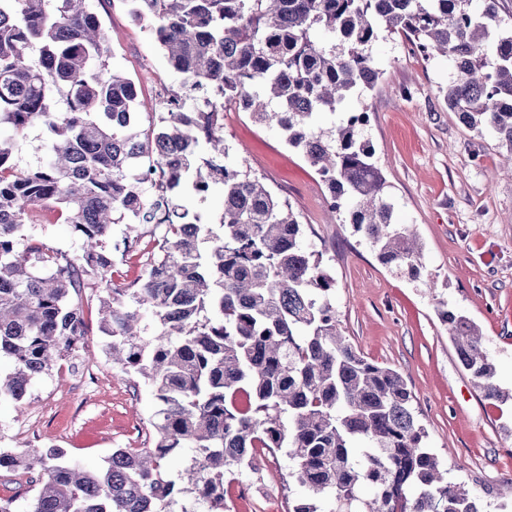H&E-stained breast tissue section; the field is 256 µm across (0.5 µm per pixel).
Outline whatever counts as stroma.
Returning <instances> with one entry per match:
<instances>
[{"instance_id": "1", "label": "stroma", "mask_w": 512, "mask_h": 512, "mask_svg": "<svg viewBox=\"0 0 512 512\" xmlns=\"http://www.w3.org/2000/svg\"><path fill=\"white\" fill-rule=\"evenodd\" d=\"M109 38L114 70L139 86L143 121L158 111V87L179 88L175 70L122 0H87ZM371 53L381 77L348 99L369 114L364 137L389 185L392 221L422 244L423 270L413 280L381 264L356 235L348 214L328 220L329 193L279 128L248 113L224 111L229 159L262 177L304 226L305 247L322 252L336 280V317L346 340L369 361L397 370L412 390L418 417L449 477L464 481L485 512L512 505V403L490 400L461 366L438 304L477 325L496 381L512 388V154L493 131H470L450 112L444 90L448 59L419 58L400 36L380 33ZM89 333L81 350L85 378L51 372L22 402L0 401V448H61L96 467L116 448H145L157 409L150 387L127 379L102 350L98 299L86 289ZM284 453H257L229 483L226 512H287L306 490L288 482Z\"/></svg>"}]
</instances>
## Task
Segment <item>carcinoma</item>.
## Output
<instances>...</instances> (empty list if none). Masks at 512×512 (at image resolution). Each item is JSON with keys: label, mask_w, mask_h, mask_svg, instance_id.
Returning a JSON list of instances; mask_svg holds the SVG:
<instances>
[{"label": "carcinoma", "mask_w": 512, "mask_h": 512, "mask_svg": "<svg viewBox=\"0 0 512 512\" xmlns=\"http://www.w3.org/2000/svg\"><path fill=\"white\" fill-rule=\"evenodd\" d=\"M183 74L168 96L211 100L198 112L166 108L144 127L135 81L109 69L101 20L86 0H0V399L21 402L86 336L82 292L101 288L103 352L147 383L158 409L150 448H115L91 470L61 448L0 451V476L22 470L30 512H188L193 497L224 512L232 467L257 449L286 451L289 477L308 489L288 512H481L448 477L403 377L360 356L338 330L335 278L302 245L303 224L262 181L228 161L224 107L277 126L325 183L335 219L379 260L421 276L414 234L392 223L386 180L364 140V119L343 109L380 76L371 46L399 34L426 59L448 58V110L512 152V33L496 2L470 0H121ZM326 31L332 41L321 44ZM342 112L322 129L321 112ZM33 125L47 160L12 161ZM223 190L216 222L188 199ZM49 206L80 242L71 257L23 234ZM164 230L142 274L112 283V225ZM457 357L487 399L512 391L469 320L438 309ZM192 449L172 480L168 461Z\"/></svg>", "instance_id": "obj_1"}]
</instances>
